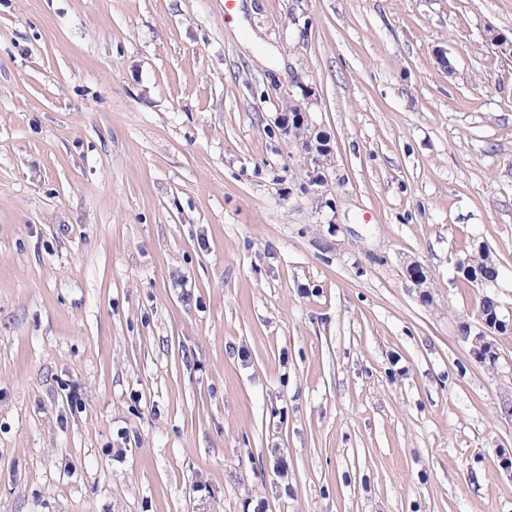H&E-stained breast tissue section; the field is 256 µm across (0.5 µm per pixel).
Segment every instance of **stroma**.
I'll list each match as a JSON object with an SVG mask.
<instances>
[{
  "label": "stroma",
  "mask_w": 512,
  "mask_h": 512,
  "mask_svg": "<svg viewBox=\"0 0 512 512\" xmlns=\"http://www.w3.org/2000/svg\"><path fill=\"white\" fill-rule=\"evenodd\" d=\"M494 32L512 0H0V512H512V331L476 361L454 276L486 244L512 313Z\"/></svg>",
  "instance_id": "35a3bbf8"
}]
</instances>
